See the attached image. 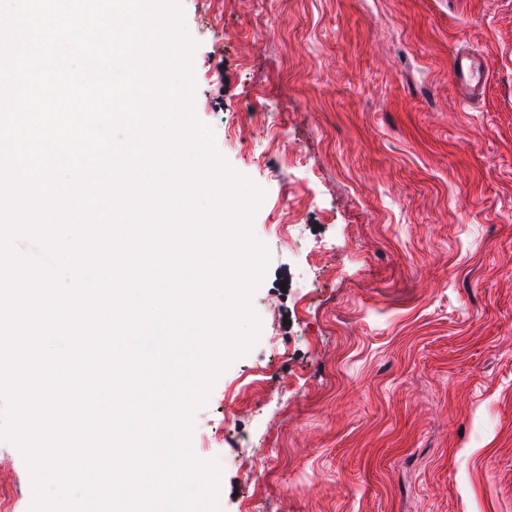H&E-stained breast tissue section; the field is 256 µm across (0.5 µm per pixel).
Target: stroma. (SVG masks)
Segmentation results:
<instances>
[{
  "label": "stroma",
  "instance_id": "35a3bbf8",
  "mask_svg": "<svg viewBox=\"0 0 512 512\" xmlns=\"http://www.w3.org/2000/svg\"><path fill=\"white\" fill-rule=\"evenodd\" d=\"M181 6L194 113L262 190L268 252L258 339L194 414L214 512H512V0ZM257 112L287 131L264 161L230 134L263 151ZM29 478L0 439V512ZM450 75L465 102L471 103L485 91V61L473 51H461L453 56L450 62Z\"/></svg>",
  "mask_w": 512,
  "mask_h": 512
}]
</instances>
